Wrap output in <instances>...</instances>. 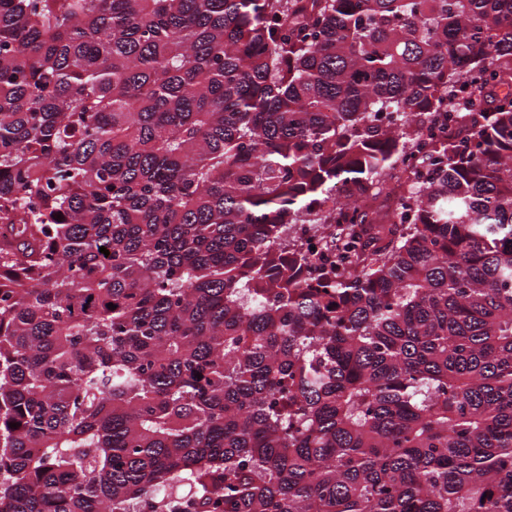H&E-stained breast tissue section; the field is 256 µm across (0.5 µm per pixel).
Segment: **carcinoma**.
Returning <instances> with one entry per match:
<instances>
[{"instance_id": "cac0c4a2", "label": "carcinoma", "mask_w": 512, "mask_h": 512, "mask_svg": "<svg viewBox=\"0 0 512 512\" xmlns=\"http://www.w3.org/2000/svg\"><path fill=\"white\" fill-rule=\"evenodd\" d=\"M185 508L512 512V0H0V512ZM469 115L462 112H453L448 106L435 114V122L426 123L421 134L417 138L413 148L405 152L400 159V168L419 170L420 161L424 154L432 152L434 145L446 140H456L462 129L469 122ZM325 209L329 212L331 218V224H328V230L324 231L312 224H295L292 228L294 235L303 241L306 249L318 256H322L328 263H334L339 255L346 254L352 256L355 252L354 246H357V244L355 240L347 236L348 230H346V228L348 225L346 223L348 220L346 215L336 207L330 206ZM342 229L344 231L338 235L337 232ZM335 236L336 240L334 239ZM350 241H354L355 243L349 244L352 245V247H349L350 249L347 250L346 243ZM310 246L315 247V250H311Z\"/></svg>"}]
</instances>
